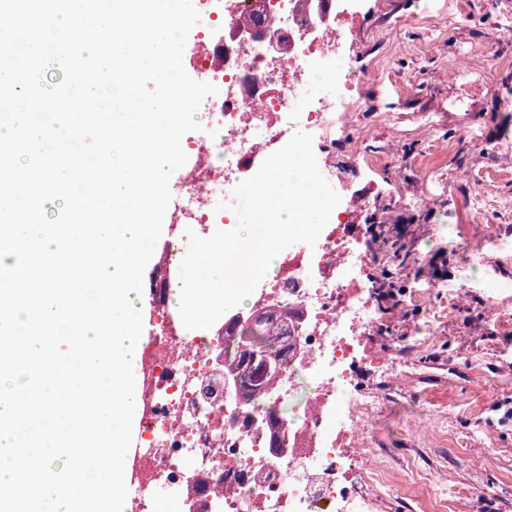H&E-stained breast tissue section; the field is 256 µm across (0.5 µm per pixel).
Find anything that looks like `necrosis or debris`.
<instances>
[{"instance_id":"1","label":"necrosis or debris","mask_w":512,"mask_h":512,"mask_svg":"<svg viewBox=\"0 0 512 512\" xmlns=\"http://www.w3.org/2000/svg\"><path fill=\"white\" fill-rule=\"evenodd\" d=\"M316 2L194 0L210 25L186 60L217 92L170 188L171 235L155 251L160 276L179 274L181 226L236 223V187L290 131L312 135L319 171L340 202L315 246H289L252 294L250 310L295 314L300 338L264 399L225 397L223 329L187 337L167 299L158 301L140 361L130 512H146L156 488L176 492L181 512H376L373 484L348 476L366 462L364 418L373 407L357 384L380 363L368 343L377 315L363 291L373 247L358 224L370 202L354 199L332 160L336 130L366 86L343 66L357 0ZM281 404L289 408L285 443L274 452L262 420Z\"/></svg>"}]
</instances>
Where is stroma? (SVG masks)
I'll return each mask as SVG.
<instances>
[{"label":"stroma","mask_w":512,"mask_h":512,"mask_svg":"<svg viewBox=\"0 0 512 512\" xmlns=\"http://www.w3.org/2000/svg\"><path fill=\"white\" fill-rule=\"evenodd\" d=\"M353 40L367 91L336 165L372 204L387 365L361 381L378 408L356 478L382 476V512H512V0H367ZM359 150L370 174L350 168Z\"/></svg>","instance_id":"obj_1"}]
</instances>
